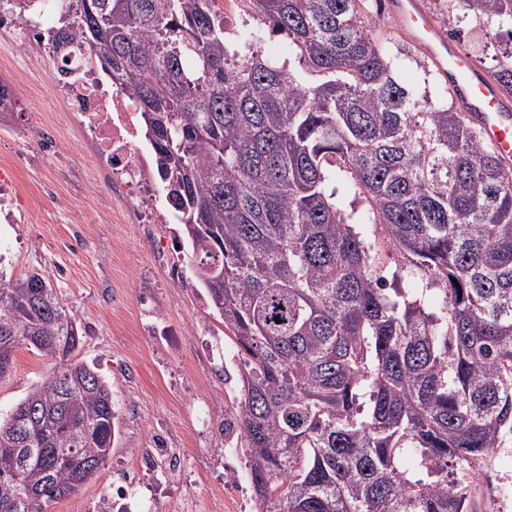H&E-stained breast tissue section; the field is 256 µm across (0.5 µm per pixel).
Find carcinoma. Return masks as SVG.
<instances>
[{"label": "carcinoma", "instance_id": "1", "mask_svg": "<svg viewBox=\"0 0 512 512\" xmlns=\"http://www.w3.org/2000/svg\"><path fill=\"white\" fill-rule=\"evenodd\" d=\"M444 2L497 47L511 98L512 0ZM215 3L77 0L65 19L134 100L236 350L255 512H477L512 434V172L456 100L396 80L367 0H245L286 58L254 50L258 28L228 39ZM81 339L45 275L0 271V377L23 345L53 360L0 414V512H47L112 450Z\"/></svg>", "mask_w": 512, "mask_h": 512}]
</instances>
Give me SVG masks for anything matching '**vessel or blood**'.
Here are the masks:
<instances>
[{
  "instance_id": "1",
  "label": "vessel or blood",
  "mask_w": 512,
  "mask_h": 512,
  "mask_svg": "<svg viewBox=\"0 0 512 512\" xmlns=\"http://www.w3.org/2000/svg\"><path fill=\"white\" fill-rule=\"evenodd\" d=\"M404 30L433 60L438 70L451 73L450 90L463 99L484 139L494 148L506 169H512V107L495 83L477 75L457 45L444 39L420 0H390Z\"/></svg>"
}]
</instances>
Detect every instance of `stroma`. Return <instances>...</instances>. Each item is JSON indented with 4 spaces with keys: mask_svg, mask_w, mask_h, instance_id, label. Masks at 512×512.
Returning a JSON list of instances; mask_svg holds the SVG:
<instances>
[{
    "mask_svg": "<svg viewBox=\"0 0 512 512\" xmlns=\"http://www.w3.org/2000/svg\"><path fill=\"white\" fill-rule=\"evenodd\" d=\"M375 36L395 61V77L419 95L448 89L431 58L386 4L374 10ZM51 62L40 47L0 37V75L23 74L26 94L9 128L0 130V163L15 164L32 190L51 196L0 223V271H40L76 315L84 338L78 357L112 388L118 434L96 477L53 502L47 512H97L116 486L151 499V512H253V489L236 450L239 388L236 351L179 246L178 224H138L127 202L99 176L82 124L55 92ZM52 134L54 151L41 139ZM186 280L172 284L169 272ZM36 350L16 349L0 378V412L18 403L49 372ZM150 460L145 471L137 459ZM492 486L478 491L481 512H512V435L492 461Z\"/></svg>",
    "mask_w": 512,
    "mask_h": 512,
    "instance_id": "stroma-1",
    "label": "stroma"
}]
</instances>
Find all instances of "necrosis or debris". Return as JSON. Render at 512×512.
Returning a JSON list of instances; mask_svg holds the SVG:
<instances>
[{
  "label": "necrosis or debris",
  "mask_w": 512,
  "mask_h": 512,
  "mask_svg": "<svg viewBox=\"0 0 512 512\" xmlns=\"http://www.w3.org/2000/svg\"><path fill=\"white\" fill-rule=\"evenodd\" d=\"M61 29L51 9H42L40 19L33 20L16 9L0 8V35L18 38L23 44H47L58 59L71 50L59 36ZM55 87L70 115L84 124L103 178L140 214L142 223H163V216L150 205L153 163L140 143L134 101L112 92L96 67L85 59L74 62L66 75L57 77Z\"/></svg>",
  "instance_id": "4bbe7bcc"
}]
</instances>
